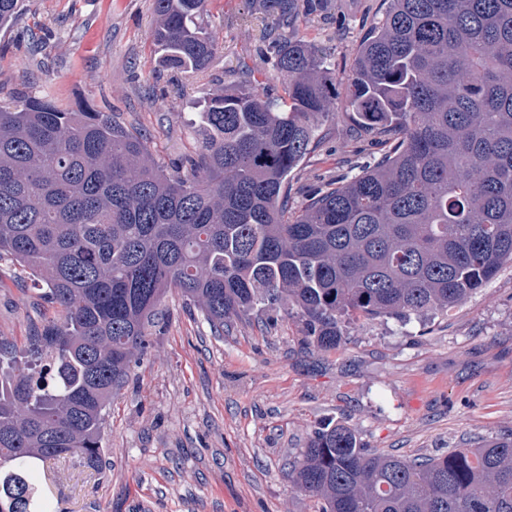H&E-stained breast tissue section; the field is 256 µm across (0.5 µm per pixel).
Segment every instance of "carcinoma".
<instances>
[{"mask_svg": "<svg viewBox=\"0 0 512 512\" xmlns=\"http://www.w3.org/2000/svg\"><path fill=\"white\" fill-rule=\"evenodd\" d=\"M22 0H0V27ZM329 0H259L289 26ZM206 0H152V39L174 70L223 48ZM285 96L249 80L200 109L205 138L169 166L119 118L47 97L0 100V257L65 312L35 367L0 372V512H45L34 464L102 459L112 393L152 347L177 289L210 331L297 308L305 341L340 323L457 307L512 261V0H387L360 43L344 107L384 152L292 207L288 176L336 116L330 52L267 34ZM319 512H512V438L409 461L333 420L288 464Z\"/></svg>", "mask_w": 512, "mask_h": 512, "instance_id": "carcinoma-1", "label": "carcinoma"}]
</instances>
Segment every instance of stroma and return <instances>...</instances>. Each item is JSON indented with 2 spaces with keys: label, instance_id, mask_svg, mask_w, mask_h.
<instances>
[{
  "label": "stroma",
  "instance_id": "obj_1",
  "mask_svg": "<svg viewBox=\"0 0 512 512\" xmlns=\"http://www.w3.org/2000/svg\"><path fill=\"white\" fill-rule=\"evenodd\" d=\"M385 10L384 0H332L310 19L309 38L333 55L337 99L365 31ZM204 19L222 31L223 52L164 96L173 73L153 49L152 0H25L0 29V99L85 101L136 127L156 161L194 153L203 140L197 108L216 88L249 73L283 93L266 60L271 16L247 0H207ZM29 35L45 39L43 65L31 61ZM381 152L338 111L291 174L292 204ZM41 295L40 283L0 258V351L26 355L43 325L59 319ZM160 311L151 354L106 409L101 467L76 456L57 462L50 512H316L286 468L328 419L367 448L404 458L512 437L511 263L451 313L351 320L326 352L305 344L293 311L268 331L236 320L221 337L176 291Z\"/></svg>",
  "mask_w": 512,
  "mask_h": 512
}]
</instances>
